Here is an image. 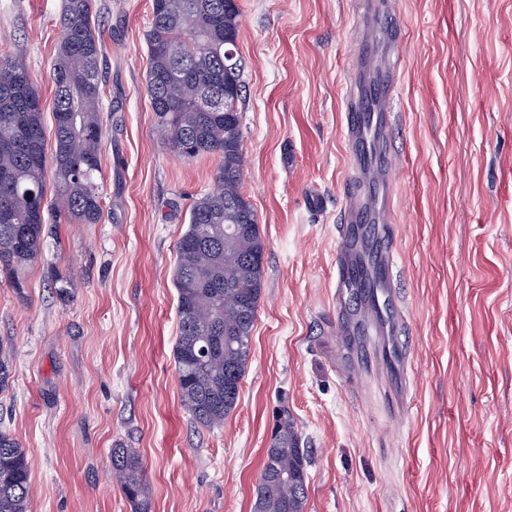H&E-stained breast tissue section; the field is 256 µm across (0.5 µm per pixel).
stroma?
Instances as JSON below:
<instances>
[{
  "label": "stroma",
  "instance_id": "obj_1",
  "mask_svg": "<svg viewBox=\"0 0 512 512\" xmlns=\"http://www.w3.org/2000/svg\"><path fill=\"white\" fill-rule=\"evenodd\" d=\"M245 62L243 194L266 245L234 411L181 406L176 242L219 162L164 145L146 86L152 0H95L111 114L105 219L60 223L16 291L0 274V427L27 451L31 512H134L111 451L140 455L149 512H252L280 407L308 459L304 512H512V0H394L403 31L383 131L405 319L338 291L344 93L355 0H236ZM62 0H0V55L28 70L53 130Z\"/></svg>",
  "mask_w": 512,
  "mask_h": 512
}]
</instances>
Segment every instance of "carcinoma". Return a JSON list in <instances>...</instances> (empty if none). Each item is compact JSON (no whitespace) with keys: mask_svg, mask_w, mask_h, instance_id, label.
Here are the masks:
<instances>
[{"mask_svg":"<svg viewBox=\"0 0 512 512\" xmlns=\"http://www.w3.org/2000/svg\"><path fill=\"white\" fill-rule=\"evenodd\" d=\"M233 0H153L146 33L147 91L164 142L179 159L216 155L211 187L193 201L176 243L179 335L174 348L181 405L194 423L219 427L236 408L263 288L265 245L257 214L242 193L241 108L244 64L224 67V37L238 35ZM52 65L54 144L46 148L40 100L28 70L0 56V271L24 288L22 272L41 257L46 216L58 223L100 224L104 121V44L92 0H63ZM55 199L47 201V170ZM287 408L276 415L262 471L276 483L255 492L253 512H304L308 457ZM112 478L135 512H149L142 460L112 449ZM25 448L0 430V512H31Z\"/></svg>","mask_w":512,"mask_h":512,"instance_id":"cac0c4a2","label":"carcinoma"}]
</instances>
